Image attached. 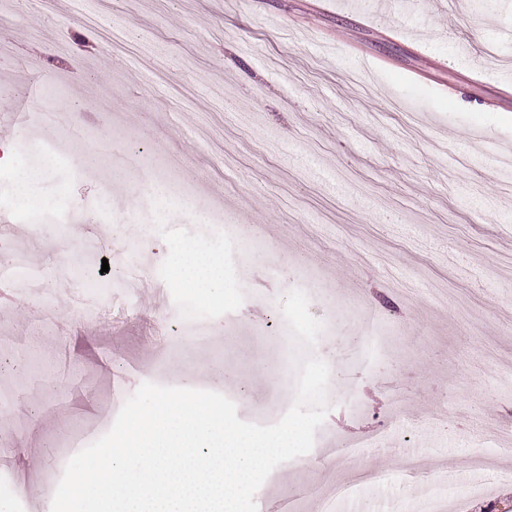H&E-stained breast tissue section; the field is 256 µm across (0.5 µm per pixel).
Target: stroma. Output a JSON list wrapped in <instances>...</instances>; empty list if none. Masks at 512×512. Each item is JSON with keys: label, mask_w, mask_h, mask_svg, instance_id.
Segmentation results:
<instances>
[{"label": "stroma", "mask_w": 512, "mask_h": 512, "mask_svg": "<svg viewBox=\"0 0 512 512\" xmlns=\"http://www.w3.org/2000/svg\"><path fill=\"white\" fill-rule=\"evenodd\" d=\"M0 0V145H21L12 111L35 80L80 113L83 138L110 135L165 187L151 208L101 171L44 162L28 209L68 207L96 225L107 281H129L138 317L82 320L81 284L55 283L58 321L40 303L0 308V512H51L44 481L62 478L54 445L79 452L109 431L141 382L239 393L240 419L277 422L291 407L279 345L287 292L303 290L324 325L313 348L330 363V411L313 449L277 466L258 512H446L484 503L512 512V0ZM445 61L421 79L427 57ZM260 226L245 252L187 215ZM126 213L114 226L110 217ZM13 224L34 264L60 255L51 224ZM222 259L209 295L178 276L176 253ZM212 312V346H170L154 319L182 301ZM390 337L363 363L346 355L365 332ZM481 455L483 474L467 461Z\"/></svg>", "instance_id": "obj_1"}]
</instances>
